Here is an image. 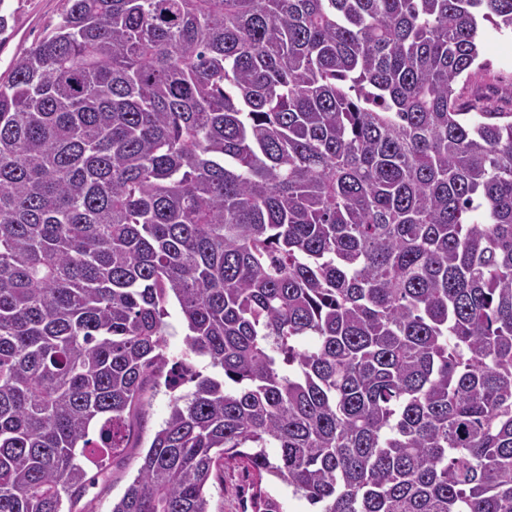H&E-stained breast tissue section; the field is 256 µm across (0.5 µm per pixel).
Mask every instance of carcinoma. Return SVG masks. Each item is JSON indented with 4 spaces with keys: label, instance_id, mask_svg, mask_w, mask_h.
I'll return each mask as SVG.
<instances>
[{
    "label": "carcinoma",
    "instance_id": "1",
    "mask_svg": "<svg viewBox=\"0 0 512 512\" xmlns=\"http://www.w3.org/2000/svg\"><path fill=\"white\" fill-rule=\"evenodd\" d=\"M484 21L512 0H65L0 81V512H94L161 383L112 512H211L229 463L252 512L266 477L512 512V111L456 92ZM147 396L150 405L146 414L138 419L134 427L135 431L141 435L142 442L139 445L141 447L149 446L151 437L169 414L170 397L163 385L156 390L149 389ZM146 450L147 448H127L123 455L110 461L112 474L109 481L105 484L99 479L97 486L90 489L91 495H97V512H111L112 503L123 495L137 474L141 457Z\"/></svg>",
    "mask_w": 512,
    "mask_h": 512
}]
</instances>
